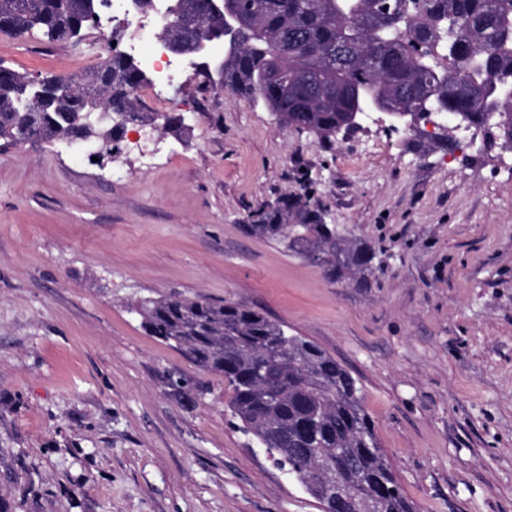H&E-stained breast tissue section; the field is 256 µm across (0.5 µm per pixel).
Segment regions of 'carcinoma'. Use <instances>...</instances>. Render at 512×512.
Here are the masks:
<instances>
[{
  "label": "carcinoma",
  "instance_id": "1",
  "mask_svg": "<svg viewBox=\"0 0 512 512\" xmlns=\"http://www.w3.org/2000/svg\"><path fill=\"white\" fill-rule=\"evenodd\" d=\"M236 0L246 33L259 41L224 60V85L243 97H261L279 120L323 139L354 129L355 90L378 89L391 109L431 108L484 126L488 146H512V100L486 120V101L512 84V0ZM105 0H0V33H39L52 43L77 44L95 30L86 18L103 13ZM204 0H180L182 23L162 19L159 34L182 41ZM297 54L279 56L288 89L271 79L273 53L292 38ZM428 45L418 59L412 43ZM147 70L118 50L100 56L82 75L33 77L0 61V140L12 144L63 142L88 135L118 149L130 122L152 124L143 111ZM112 103V123L84 124L90 106ZM247 231L282 244L336 280H360L375 253L352 241L321 209L283 198L248 214ZM148 335L184 350L200 370L224 377L227 406L275 463L304 480L321 461L338 458L341 483L369 492L380 512H417L380 446L362 404L357 380L335 357L263 313L206 299L148 298L132 305ZM331 512L335 496L306 486Z\"/></svg>",
  "mask_w": 512,
  "mask_h": 512
}]
</instances>
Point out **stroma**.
Returning a JSON list of instances; mask_svg holds the SVG:
<instances>
[{
    "label": "stroma",
    "instance_id": "1",
    "mask_svg": "<svg viewBox=\"0 0 512 512\" xmlns=\"http://www.w3.org/2000/svg\"><path fill=\"white\" fill-rule=\"evenodd\" d=\"M100 54L0 35L32 75ZM177 65L142 97L185 118L159 149L0 140V512H320L223 378L130 310L170 296L254 308L345 365L420 512H512V155H451L425 126L326 141ZM298 196L376 251L368 285L244 231ZM175 371L198 388L174 395Z\"/></svg>",
    "mask_w": 512,
    "mask_h": 512
}]
</instances>
